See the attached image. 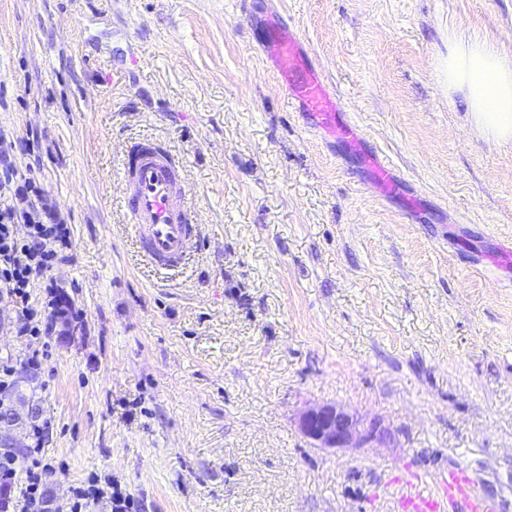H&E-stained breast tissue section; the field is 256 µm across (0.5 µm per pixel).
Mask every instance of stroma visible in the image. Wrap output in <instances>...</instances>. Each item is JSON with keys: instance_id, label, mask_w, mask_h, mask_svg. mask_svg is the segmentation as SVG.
Returning a JSON list of instances; mask_svg holds the SVG:
<instances>
[{"instance_id": "stroma-1", "label": "stroma", "mask_w": 512, "mask_h": 512, "mask_svg": "<svg viewBox=\"0 0 512 512\" xmlns=\"http://www.w3.org/2000/svg\"><path fill=\"white\" fill-rule=\"evenodd\" d=\"M281 20L357 144L266 62ZM450 26L512 55V0H0V151L71 231L29 288L66 309L52 335L17 336L0 298V362L40 360L44 512L108 480L133 512H403L457 466L512 512V146L436 80ZM143 137L192 189L179 271L127 228ZM326 403L384 437L315 447L299 416Z\"/></svg>"}]
</instances>
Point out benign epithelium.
I'll return each instance as SVG.
<instances>
[{"mask_svg":"<svg viewBox=\"0 0 512 512\" xmlns=\"http://www.w3.org/2000/svg\"><path fill=\"white\" fill-rule=\"evenodd\" d=\"M39 416V408L17 402L0 412V441L11 448L24 447L22 425ZM299 425L303 433L320 448H365L384 436L379 424L367 422L341 404H322L302 412Z\"/></svg>","mask_w":512,"mask_h":512,"instance_id":"7a95c632","label":"benign epithelium"}]
</instances>
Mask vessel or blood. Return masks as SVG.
I'll use <instances>...</instances> for the list:
<instances>
[{
  "instance_id": "b4317fda",
  "label": "vessel or blood",
  "mask_w": 512,
  "mask_h": 512,
  "mask_svg": "<svg viewBox=\"0 0 512 512\" xmlns=\"http://www.w3.org/2000/svg\"><path fill=\"white\" fill-rule=\"evenodd\" d=\"M263 52L276 73L290 78L303 72L295 97L316 122L340 138L354 140V127L342 120L331 85L307 65L301 42L293 29L279 25L267 36ZM129 225L141 254L158 269H173L188 262L189 243L198 232L182 162L165 145L152 139L130 144L123 176ZM406 512H496V504L481 495L463 468L449 470L433 493L418 494L404 502Z\"/></svg>"
}]
</instances>
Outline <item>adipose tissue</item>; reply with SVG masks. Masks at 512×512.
Returning <instances> with one entry per match:
<instances>
[{
    "mask_svg": "<svg viewBox=\"0 0 512 512\" xmlns=\"http://www.w3.org/2000/svg\"><path fill=\"white\" fill-rule=\"evenodd\" d=\"M444 38L448 52L435 63L444 88L463 94L483 139L512 143V56L493 41L461 30H447Z\"/></svg>",
    "mask_w": 512,
    "mask_h": 512,
    "instance_id": "1",
    "label": "adipose tissue"
}]
</instances>
